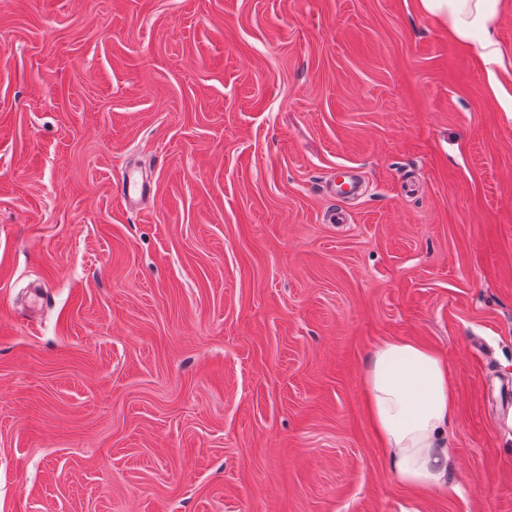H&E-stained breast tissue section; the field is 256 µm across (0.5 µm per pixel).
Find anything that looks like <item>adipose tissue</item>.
I'll return each mask as SVG.
<instances>
[{"label":"adipose tissue","instance_id":"adipose-tissue-1","mask_svg":"<svg viewBox=\"0 0 512 512\" xmlns=\"http://www.w3.org/2000/svg\"><path fill=\"white\" fill-rule=\"evenodd\" d=\"M457 42L481 37L487 63L500 59L496 32L501 0H417ZM371 421L402 485L448 487V428L455 390L447 361L413 341L389 337L373 348L362 375Z\"/></svg>","mask_w":512,"mask_h":512}]
</instances>
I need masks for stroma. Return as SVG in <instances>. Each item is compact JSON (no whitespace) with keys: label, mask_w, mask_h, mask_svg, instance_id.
Wrapping results in <instances>:
<instances>
[{"label":"stroma","mask_w":512,"mask_h":512,"mask_svg":"<svg viewBox=\"0 0 512 512\" xmlns=\"http://www.w3.org/2000/svg\"><path fill=\"white\" fill-rule=\"evenodd\" d=\"M497 38L0 0V512H512V0ZM386 337L448 361L447 490L371 425ZM117 189L124 202L130 207L136 206L141 200L149 198L153 193V186L149 182L128 172L122 174Z\"/></svg>","instance_id":"stroma-1"}]
</instances>
